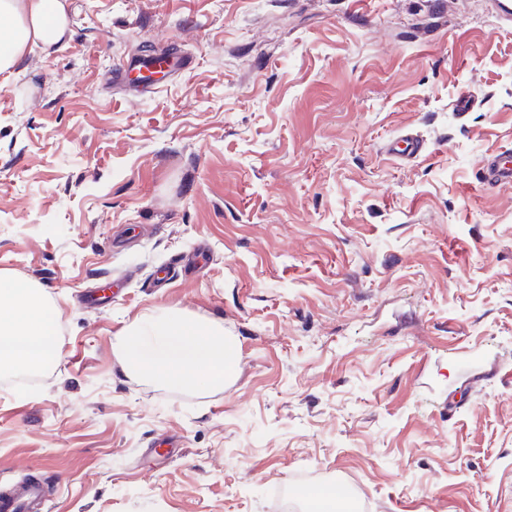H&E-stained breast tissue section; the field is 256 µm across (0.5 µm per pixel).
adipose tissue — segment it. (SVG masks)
Instances as JSON below:
<instances>
[{
    "instance_id": "obj_1",
    "label": "adipose tissue",
    "mask_w": 512,
    "mask_h": 512,
    "mask_svg": "<svg viewBox=\"0 0 512 512\" xmlns=\"http://www.w3.org/2000/svg\"><path fill=\"white\" fill-rule=\"evenodd\" d=\"M68 24L64 0H0V73L12 71L30 46H51ZM127 372L173 386L223 385L232 360L218 327L171 315L152 331L135 325L120 338ZM37 291L0 275V363L42 367L56 355Z\"/></svg>"
}]
</instances>
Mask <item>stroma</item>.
Instances as JSON below:
<instances>
[{
	"label": "stroma",
	"instance_id": "35a3bbf8",
	"mask_svg": "<svg viewBox=\"0 0 512 512\" xmlns=\"http://www.w3.org/2000/svg\"><path fill=\"white\" fill-rule=\"evenodd\" d=\"M0 74V273L58 358L0 367V480L50 512H512V24L492 0H67ZM189 59L149 92L116 67ZM474 102L457 111L459 94ZM411 133L413 159L384 146ZM108 295L90 308L93 291ZM162 309L223 386L127 375ZM482 188L491 189L501 185L512 184V165L503 156H494L488 160L478 174Z\"/></svg>",
	"mask_w": 512,
	"mask_h": 512
}]
</instances>
